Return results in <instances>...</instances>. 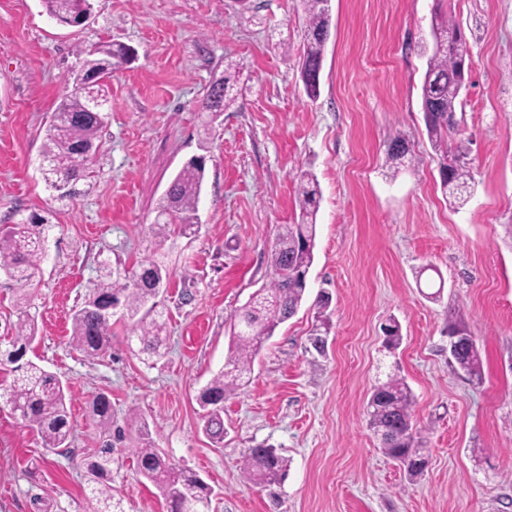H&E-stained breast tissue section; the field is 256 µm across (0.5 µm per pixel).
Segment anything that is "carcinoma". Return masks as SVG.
Masks as SVG:
<instances>
[{"instance_id":"obj_1","label":"carcinoma","mask_w":512,"mask_h":512,"mask_svg":"<svg viewBox=\"0 0 512 512\" xmlns=\"http://www.w3.org/2000/svg\"><path fill=\"white\" fill-rule=\"evenodd\" d=\"M51 19L69 25L92 12V0H43ZM305 34L301 77L307 95L319 93L320 71L331 27V8L327 0H302ZM433 48L421 87V107L432 145L439 156L442 186L448 203L460 207L470 195L468 148L453 142L459 122L457 106L466 87L470 47L457 25L444 19L432 24ZM80 67L67 81L70 90L53 113L42 156L49 160L46 183L58 191V198L76 195L75 184L83 177L96 150L95 142L103 126V116L89 110L93 101L106 103L101 82L129 62V51L122 43L102 42L80 49ZM236 95L228 80L221 78L210 86L201 103L204 112L218 113L235 104ZM412 155L410 141L392 138L386 149V163L395 168ZM205 175L204 161L189 160L176 174L160 199L157 212L166 215L165 226L172 233L186 235L197 224L198 204ZM299 219L285 224L278 232L268 256L270 281L256 290L234 316L230 352L219 370L197 395L203 410L206 433L214 440L224 439V399L248 384L253 362L263 344L301 307L307 277L314 261L319 193L313 176L298 175ZM47 220L32 215L21 224L0 231V271L21 286H30L41 274L45 257ZM169 273L164 262L148 259L134 272L117 274L99 285L72 318L71 344L90 357L99 356L112 346V318L115 315L132 323L139 352L149 358L161 355L166 341L167 322L157 310L156 298L166 287ZM320 326L310 337L316 351L324 347L322 331L329 330L331 314L323 296L316 300ZM386 349L399 348L400 324L389 320L384 332ZM36 339L34 318L21 312L10 338L7 361L14 380L6 389V402L25 426L36 430L46 448H62L72 435L66 405L65 386L56 374L26 359L28 346ZM458 368L469 377H482V363L476 344L452 352ZM412 391L398 374H388L372 389L367 402L368 425L380 439L384 454L398 462L414 482L424 475L427 463L422 431L413 422ZM93 419L104 430L112 427V402L100 393L91 403ZM112 449L104 448L88 465L92 493L108 501ZM137 468L151 481L166 503L167 512H204L211 501L212 488L192 471L181 468L143 438L136 449ZM247 477L258 483H276L285 476L287 460L276 449H248L243 464Z\"/></svg>"}]
</instances>
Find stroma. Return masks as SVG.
<instances>
[{
    "label": "stroma",
    "instance_id": "1",
    "mask_svg": "<svg viewBox=\"0 0 512 512\" xmlns=\"http://www.w3.org/2000/svg\"><path fill=\"white\" fill-rule=\"evenodd\" d=\"M320 94L300 77L301 0H95L78 27L42 0H0V225L47 220L42 273L19 305L0 274V349L20 308L37 324L29 360L66 383L74 435L44 448L0 402V512H101L87 465L112 443V512H166L139 473L142 432L213 490L209 512H512V0H332ZM452 16L471 50L460 133L472 194L449 206L428 139L421 85L432 17ZM132 46L107 81L104 125L79 196L57 200L39 163L46 130L79 66V47ZM229 78L236 104H200ZM397 135L414 145L385 164ZM206 162L195 234L161 239L155 206L191 158ZM320 193L314 263L298 313L224 402V440L205 432L198 391L224 365L236 311L268 280L267 254L299 214L297 176ZM162 254L168 337L147 362L128 324L91 358L69 342L71 315L107 271ZM329 292L325 354L309 350L314 305ZM439 299H431V292ZM401 325L395 353L388 319ZM474 336L481 380L459 370L448 327ZM405 378L428 464L409 482L366 418L373 386ZM106 393L112 431L89 400ZM287 458L276 484L241 470L247 449Z\"/></svg>",
    "mask_w": 512,
    "mask_h": 512
}]
</instances>
